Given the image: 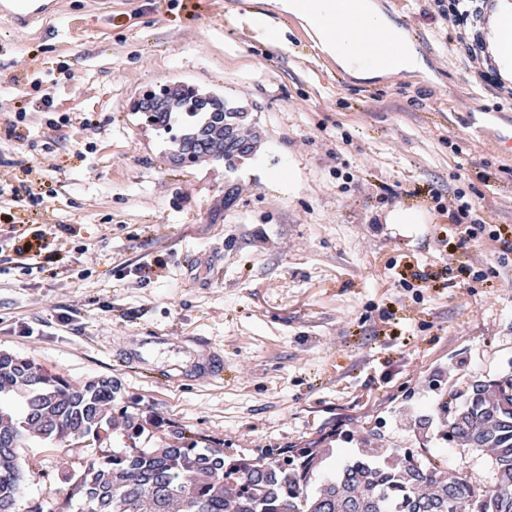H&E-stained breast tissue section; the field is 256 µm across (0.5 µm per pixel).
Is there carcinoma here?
<instances>
[{
  "instance_id": "1",
  "label": "carcinoma",
  "mask_w": 512,
  "mask_h": 512,
  "mask_svg": "<svg viewBox=\"0 0 512 512\" xmlns=\"http://www.w3.org/2000/svg\"><path fill=\"white\" fill-rule=\"evenodd\" d=\"M160 106L146 112L168 137L173 161L224 162L229 171L253 155L259 137L246 113L222 101L212 112L192 86L162 85ZM110 378L70 384L34 361L0 353V512L15 504L25 472L41 474L19 453L32 440L69 452L87 437L101 442L117 427ZM440 439L463 450L491 449L496 481L476 485L436 464L425 448H386L372 429L365 448L313 485L329 448H262L253 457L199 447L203 437L175 427L155 448L88 459L69 471L67 498L57 512H512V372L476 380L438 406Z\"/></svg>"
}]
</instances>
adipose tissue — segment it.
Segmentation results:
<instances>
[{
  "instance_id": "1",
  "label": "adipose tissue",
  "mask_w": 512,
  "mask_h": 512,
  "mask_svg": "<svg viewBox=\"0 0 512 512\" xmlns=\"http://www.w3.org/2000/svg\"><path fill=\"white\" fill-rule=\"evenodd\" d=\"M296 17L328 56L358 78L423 72L427 66L405 31L373 0H272ZM489 49L504 78L512 79V0H495Z\"/></svg>"
}]
</instances>
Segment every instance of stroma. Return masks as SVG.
<instances>
[{"instance_id":"obj_1","label":"stroma","mask_w":512,"mask_h":512,"mask_svg":"<svg viewBox=\"0 0 512 512\" xmlns=\"http://www.w3.org/2000/svg\"><path fill=\"white\" fill-rule=\"evenodd\" d=\"M376 2L425 43L427 74L354 78L273 9L284 39L270 42L248 19L257 0H61L60 17L23 32L0 17V179L36 166L45 210L0 222V351L73 384L112 378L116 410L140 426L76 454L23 449L44 475L15 512L62 503L61 471L157 447L173 425L245 455L318 442L340 461L376 427L386 447L493 482L486 455L413 420L512 371V253L487 236L512 227V98L471 79L434 0ZM173 83L250 112L261 140L235 172L169 162L133 102ZM22 99L19 142L6 128ZM459 192L487 227L462 249L448 217ZM398 208L420 223H387ZM21 234L42 237L38 271L17 260ZM152 336L148 364L118 361ZM201 343L223 350V378L166 381Z\"/></svg>"}]
</instances>
